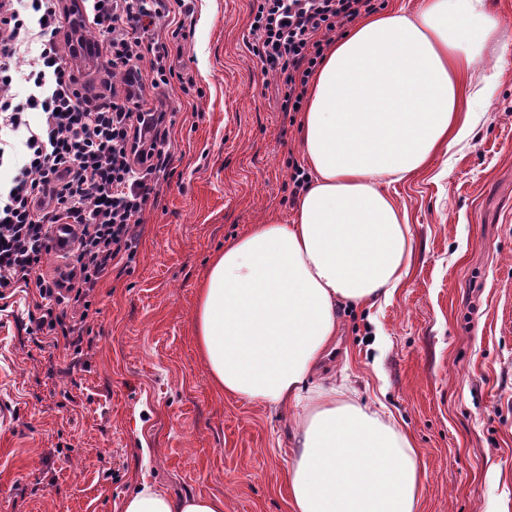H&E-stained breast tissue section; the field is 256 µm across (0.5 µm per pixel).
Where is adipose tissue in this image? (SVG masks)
Wrapping results in <instances>:
<instances>
[{
    "label": "adipose tissue",
    "instance_id": "ef3b65f1",
    "mask_svg": "<svg viewBox=\"0 0 512 512\" xmlns=\"http://www.w3.org/2000/svg\"><path fill=\"white\" fill-rule=\"evenodd\" d=\"M497 29L486 0H421L415 14L388 10L353 25L309 87V182L292 222L254 225L199 284L195 333L214 389L299 411L292 512H420L410 434L316 371L336 340L338 306H373L408 277L411 227L388 187L468 137L462 77ZM120 512H224V500L145 482Z\"/></svg>",
    "mask_w": 512,
    "mask_h": 512
}]
</instances>
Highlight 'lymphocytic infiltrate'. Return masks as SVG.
<instances>
[{
	"mask_svg": "<svg viewBox=\"0 0 512 512\" xmlns=\"http://www.w3.org/2000/svg\"><path fill=\"white\" fill-rule=\"evenodd\" d=\"M109 73L123 89L79 83L62 54L68 10L62 0H0V164L18 169L0 190V313L17 289L36 286L27 314L29 335L63 338L81 351L99 283L133 258L134 230L157 196L155 175L169 161L166 114L144 109L142 70L153 89L168 87L175 70L169 43L187 40L191 0H87ZM376 0H256L251 51L280 83L281 109L303 104L308 81L333 36L374 12ZM180 18L169 41L153 38L158 22ZM36 45L27 73L16 60ZM32 87L11 92L17 78ZM65 227L71 250L56 275L42 273L54 234Z\"/></svg>",
	"mask_w": 512,
	"mask_h": 512,
	"instance_id": "f902f5d3",
	"label": "lymphocytic infiltrate"
}]
</instances>
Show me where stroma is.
<instances>
[{"label":"stroma","mask_w":512,"mask_h":512,"mask_svg":"<svg viewBox=\"0 0 512 512\" xmlns=\"http://www.w3.org/2000/svg\"><path fill=\"white\" fill-rule=\"evenodd\" d=\"M487 2L499 29L464 81L491 69L497 92L471 104L465 143L390 187L410 274L387 302L338 307L326 359L413 436L421 512H512V0ZM253 4L193 0L194 33L169 57V166L134 260L101 285L91 346L34 340L19 321L33 288L0 320V512H120L144 482L223 497L224 512H291L290 415L214 391L193 323L210 258L294 216L300 133L249 49Z\"/></svg>","instance_id":"35a3bbf8"}]
</instances>
